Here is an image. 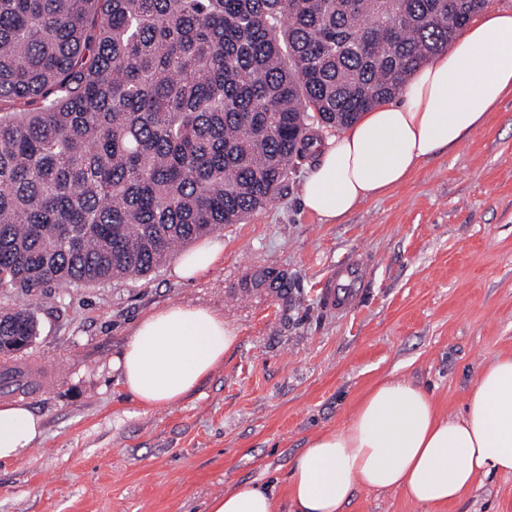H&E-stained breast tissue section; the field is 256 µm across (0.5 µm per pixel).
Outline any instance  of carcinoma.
Listing matches in <instances>:
<instances>
[{
    "mask_svg": "<svg viewBox=\"0 0 512 512\" xmlns=\"http://www.w3.org/2000/svg\"><path fill=\"white\" fill-rule=\"evenodd\" d=\"M488 0H0V288L139 279L243 224ZM39 336L0 311V386Z\"/></svg>",
    "mask_w": 512,
    "mask_h": 512,
    "instance_id": "carcinoma-1",
    "label": "carcinoma"
}]
</instances>
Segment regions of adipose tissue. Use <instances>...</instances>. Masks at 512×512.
<instances>
[{
    "mask_svg": "<svg viewBox=\"0 0 512 512\" xmlns=\"http://www.w3.org/2000/svg\"><path fill=\"white\" fill-rule=\"evenodd\" d=\"M512 94V11L474 20L449 53L414 73L403 100L365 112L335 141L319 146L302 186L305 209L333 222L358 204L403 184L441 149L482 126ZM208 241L174 264L176 278L208 272L222 257ZM238 331L201 307L172 305L141 318L116 360L123 388L144 409L171 406L236 348ZM43 434L40 416L20 403L0 404V462L22 457ZM512 475V355L481 369L461 414L444 415L420 385L376 383L347 425L311 438L292 460V512H344L355 490H402L418 505H449L482 478ZM273 490H226L208 512H276Z\"/></svg>",
    "mask_w": 512,
    "mask_h": 512,
    "instance_id": "adipose-tissue-1",
    "label": "adipose tissue"
}]
</instances>
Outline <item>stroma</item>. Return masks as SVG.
I'll list each match as a JSON object with an SVG mask.
<instances>
[{
  "label": "stroma",
  "mask_w": 512,
  "mask_h": 512,
  "mask_svg": "<svg viewBox=\"0 0 512 512\" xmlns=\"http://www.w3.org/2000/svg\"><path fill=\"white\" fill-rule=\"evenodd\" d=\"M315 160L294 159L272 202L214 232L224 256L194 282L166 263L118 284L0 288V308L25 306L40 324L24 362L56 375L24 399L44 432L0 464V512H206L243 485L273 487L290 512L294 456L343 428L380 380H413L443 413L462 411L484 363L512 354V95L460 145L333 224L301 204ZM352 257L368 262L366 291L349 312H328L321 286ZM176 304L223 314L240 343L181 402L146 412L112 361L143 316ZM345 512H512V476L437 509L360 488Z\"/></svg>",
  "instance_id": "35a3bbf8"
}]
</instances>
